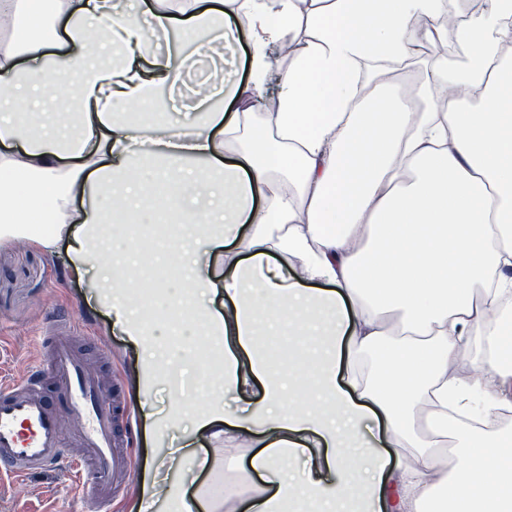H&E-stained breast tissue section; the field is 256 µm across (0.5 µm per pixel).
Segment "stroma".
<instances>
[{"label": "stroma", "mask_w": 512, "mask_h": 512, "mask_svg": "<svg viewBox=\"0 0 512 512\" xmlns=\"http://www.w3.org/2000/svg\"><path fill=\"white\" fill-rule=\"evenodd\" d=\"M70 319L68 337L99 380L113 382L134 430L130 466L112 499V512H124L135 495L145 468L168 451L166 444L145 436L144 422L135 409L136 394L127 363L128 345L107 332L109 319L88 304L76 275L61 258L42 254L30 245L0 248V377L24 380L34 368L48 378L46 391L60 393L62 383L52 376V345L42 338L56 317ZM0 512H98L94 495L83 488L67 464L37 471L23 482L0 479Z\"/></svg>", "instance_id": "1"}]
</instances>
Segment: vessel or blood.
<instances>
[{
  "label": "vessel or blood",
  "mask_w": 512,
  "mask_h": 512,
  "mask_svg": "<svg viewBox=\"0 0 512 512\" xmlns=\"http://www.w3.org/2000/svg\"><path fill=\"white\" fill-rule=\"evenodd\" d=\"M57 374L65 381V402L81 419V454L72 459L78 473H92L96 499L107 512L115 489L126 472V458L116 435L124 412L104 398V386L61 337H54ZM42 373L24 381L0 384V474L16 480L30 471L51 468L60 459L61 427L57 409L42 394Z\"/></svg>",
  "instance_id": "vessel-or-blood-1"
}]
</instances>
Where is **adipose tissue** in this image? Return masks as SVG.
Listing matches in <instances>:
<instances>
[{
	"mask_svg": "<svg viewBox=\"0 0 512 512\" xmlns=\"http://www.w3.org/2000/svg\"><path fill=\"white\" fill-rule=\"evenodd\" d=\"M153 4L146 27L115 0H0V100L69 105L0 115V245L65 253L132 349L153 438L182 423L198 471L243 461L207 500L158 462L129 512H512V427L478 423L512 412V0L453 32L445 0ZM199 31L192 118L141 127ZM451 33L460 55L366 92ZM243 39L245 81L224 60ZM291 44L275 107L250 111ZM162 362L202 407L156 413Z\"/></svg>",
	"mask_w": 512,
	"mask_h": 512,
	"instance_id": "obj_1",
	"label": "adipose tissue"
}]
</instances>
